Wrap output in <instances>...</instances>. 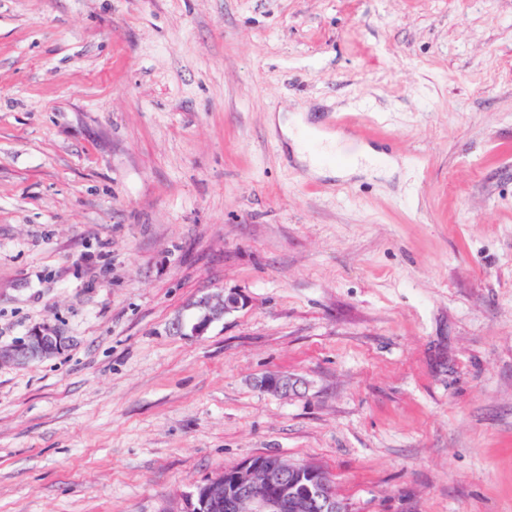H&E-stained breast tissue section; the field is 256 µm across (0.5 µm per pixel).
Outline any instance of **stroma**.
Listing matches in <instances>:
<instances>
[{"label": "stroma", "mask_w": 512, "mask_h": 512, "mask_svg": "<svg viewBox=\"0 0 512 512\" xmlns=\"http://www.w3.org/2000/svg\"><path fill=\"white\" fill-rule=\"evenodd\" d=\"M298 112L396 169L308 174ZM45 322L0 512H182L260 454L512 512V0H0V347ZM246 305V298L237 291L219 290L204 294L194 302L190 315L179 314L174 320V327L180 334L189 330L192 336H203L208 329L224 317L242 309ZM258 384L267 392L288 396L297 391L300 380L288 375H266L258 381Z\"/></svg>", "instance_id": "35a3bbf8"}]
</instances>
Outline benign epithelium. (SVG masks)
<instances>
[{"instance_id": "1", "label": "benign epithelium", "mask_w": 512, "mask_h": 512, "mask_svg": "<svg viewBox=\"0 0 512 512\" xmlns=\"http://www.w3.org/2000/svg\"><path fill=\"white\" fill-rule=\"evenodd\" d=\"M246 305L237 291L219 290L203 295L191 305L193 313L178 315L174 327L202 336L215 323ZM64 338L42 324L26 338L0 349V361L28 364L60 352ZM260 388L281 396L297 391L300 380L288 375H266ZM183 512H350L346 501L321 467L288 461L278 455L251 457L235 469L224 471L186 495Z\"/></svg>"}]
</instances>
